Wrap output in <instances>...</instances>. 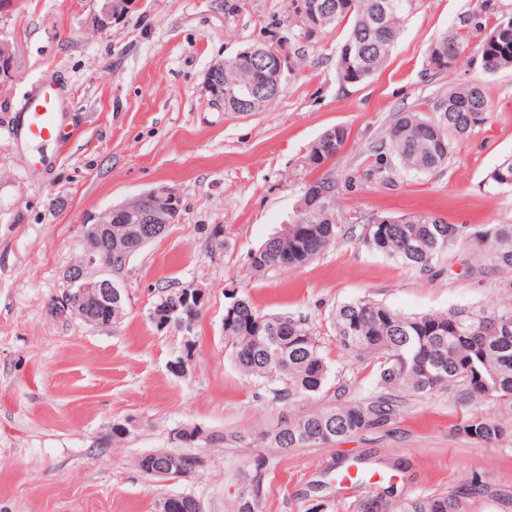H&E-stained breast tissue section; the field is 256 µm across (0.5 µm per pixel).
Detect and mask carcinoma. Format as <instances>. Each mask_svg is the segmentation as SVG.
I'll return each mask as SVG.
<instances>
[{
  "mask_svg": "<svg viewBox=\"0 0 512 512\" xmlns=\"http://www.w3.org/2000/svg\"><path fill=\"white\" fill-rule=\"evenodd\" d=\"M419 0H351V6L319 13L322 30L347 23L337 49L339 81L359 84L382 68L400 34L401 21ZM495 7L482 0L481 8L467 15L461 27L440 33L432 43L427 66L435 71L452 68L470 50L469 33L488 29L474 59L486 73L512 68V16L503 15L487 27ZM252 78L251 61L237 56L224 62V85H242ZM490 101L482 86L463 87L434 100L426 112H399L387 132L388 152L379 151L370 176L388 180L395 157L415 176L429 174L448 160L455 143L486 120ZM348 129L336 125L316 141L323 147L316 167L336 158L348 140ZM326 194L296 211L288 229L275 232L249 254L257 273L300 268L344 238L357 237L368 250L411 269L427 273L432 263L453 246L465 249L476 265L512 273V224H490L472 231L450 224L434 213H412L391 218V223L361 228L338 222L336 183L319 179ZM492 192H512V157L504 159L486 177ZM331 325L340 347L356 361L376 367L377 387L405 396L428 397L448 390L467 403L495 401L499 411L512 415V301L480 308H453L404 314L384 303L360 298L336 307ZM224 338L236 363L247 374L283 384L278 398L292 408L309 399L324 405L305 413L289 412L259 437L269 454L283 455L300 448L334 442L380 425L395 411V400H338L328 396L334 378L322 345L301 318L260 312L242 298L224 311ZM511 419L474 415L455 426L471 440L491 445L503 437ZM466 493L396 497L368 495L354 512H464Z\"/></svg>",
  "mask_w": 512,
  "mask_h": 512,
  "instance_id": "obj_1",
  "label": "carcinoma"
}]
</instances>
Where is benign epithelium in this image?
<instances>
[{
	"label": "benign epithelium",
	"mask_w": 512,
	"mask_h": 512,
	"mask_svg": "<svg viewBox=\"0 0 512 512\" xmlns=\"http://www.w3.org/2000/svg\"><path fill=\"white\" fill-rule=\"evenodd\" d=\"M98 11L92 24L98 30H107L112 22L119 20L130 11L132 0H99ZM343 7L333 0L324 6H317L312 0H295L294 13L301 18L316 15L317 11L336 10ZM248 52L258 58L254 62L252 80L241 86L232 85L226 91L218 92L224 86V62L211 65L205 76V86L212 104L224 106L232 102V111L247 114L260 105L261 92L278 89L281 84L284 56L281 50L271 44L252 47ZM181 196L172 187L160 184L145 191L119 206L108 208L83 220L84 243L93 240L101 242L102 249H84L82 261L70 268L64 278L63 287L54 298L52 312L57 316L80 319L93 325L112 324L113 305L121 302L122 294L112 280V258L127 257L132 248L156 239L181 218ZM128 219L125 236L112 238V224ZM205 289L186 288L170 301L161 311H151L152 321L160 328L171 324L192 327L205 301ZM165 463L151 474L159 477L183 476L181 457L171 451L162 454Z\"/></svg>",
	"instance_id": "obj_1"
}]
</instances>
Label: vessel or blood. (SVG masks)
Here are the masks:
<instances>
[{
	"label": "vessel or blood",
	"mask_w": 512,
	"mask_h": 512,
	"mask_svg": "<svg viewBox=\"0 0 512 512\" xmlns=\"http://www.w3.org/2000/svg\"><path fill=\"white\" fill-rule=\"evenodd\" d=\"M65 130L59 93L56 89L47 88L25 100L14 134L20 140L48 143L60 140Z\"/></svg>",
	"instance_id": "1"
}]
</instances>
